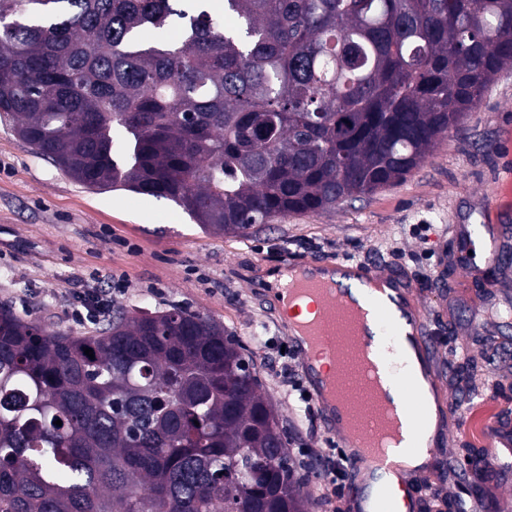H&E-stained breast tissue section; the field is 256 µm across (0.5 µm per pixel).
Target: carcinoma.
Segmentation results:
<instances>
[{
	"label": "carcinoma",
	"instance_id": "cac0c4a2",
	"mask_svg": "<svg viewBox=\"0 0 512 512\" xmlns=\"http://www.w3.org/2000/svg\"><path fill=\"white\" fill-rule=\"evenodd\" d=\"M184 2L0 0V116L85 188L211 232L406 179L512 65V0H222L233 27ZM94 324L0 306V512H305L222 325L179 307Z\"/></svg>",
	"mask_w": 512,
	"mask_h": 512
}]
</instances>
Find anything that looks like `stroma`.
Wrapping results in <instances>:
<instances>
[{"mask_svg": "<svg viewBox=\"0 0 512 512\" xmlns=\"http://www.w3.org/2000/svg\"><path fill=\"white\" fill-rule=\"evenodd\" d=\"M425 232H417V225ZM495 235L499 262L464 265L459 230ZM353 259L407 281L410 301L425 313L426 359L441 394L458 403L442 416L432 459L415 488L416 512L429 491L512 512V468L483 481L448 473L487 444L470 428L512 426V69L488 87L476 111L450 130L406 180L330 212L291 214L251 236L204 232L174 203L129 191H90L21 140L0 118V305L75 336L92 323L68 317L77 297L107 292L113 279L129 287L113 308L162 313L174 307L222 324L243 345L294 450L296 476L310 512H323L316 462L304 448H331L317 416L306 414L281 374L285 317L265 283L286 262Z\"/></svg>", "mask_w": 512, "mask_h": 512, "instance_id": "35a3bbf8", "label": "stroma"}]
</instances>
